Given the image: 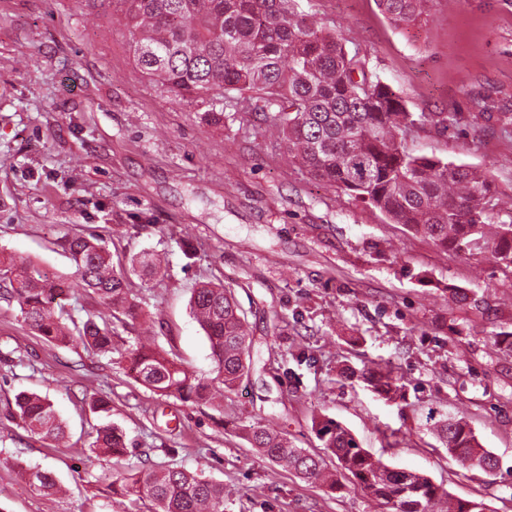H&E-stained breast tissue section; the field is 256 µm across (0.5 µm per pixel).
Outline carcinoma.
Instances as JSON below:
<instances>
[{"mask_svg": "<svg viewBox=\"0 0 512 512\" xmlns=\"http://www.w3.org/2000/svg\"><path fill=\"white\" fill-rule=\"evenodd\" d=\"M132 37L141 72L168 91L205 107L204 120L224 123V109L270 111L269 121L285 151L315 178L371 205L395 224L431 239L444 251L487 256L512 270V210L492 224L501 210L487 173L438 158L415 156L405 134L416 121L447 126L455 115L409 112L402 97L369 69L366 60L345 49L343 39L297 11L294 0H117ZM397 28L421 20L428 0H376ZM84 288L103 307L85 320L54 303L67 288L31 261L0 257V282L15 300L27 326L57 344L75 343L107 356L119 351L117 325L144 315L130 288L128 273L112 266L102 241L81 233L63 244ZM138 272L155 275L160 262L150 254L135 261ZM191 312L204 331L215 361V379L199 378L155 347L135 338L126 352L128 373L160 396L219 408L252 364L253 341L231 289L202 283L192 290ZM380 394L394 397L400 386L385 366L362 373ZM17 415L31 433L59 442L65 424L52 403L36 394L17 395ZM252 447L304 479L328 484L322 459L257 423L241 425ZM448 454L466 469L491 456L473 430L459 420L440 425ZM317 435L340 468L390 512H441L446 490L423 472L391 469L360 448L338 422H319ZM125 433L110 424L96 430L92 463L121 454ZM33 491L59 490L45 469L23 466ZM104 491L127 498L129 512H224V484L185 469L129 465L104 477Z\"/></svg>", "mask_w": 512, "mask_h": 512, "instance_id": "cac0c4a2", "label": "carcinoma"}]
</instances>
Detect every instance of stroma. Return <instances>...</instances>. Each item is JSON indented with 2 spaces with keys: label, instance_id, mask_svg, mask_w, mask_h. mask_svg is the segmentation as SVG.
Segmentation results:
<instances>
[{
  "label": "stroma",
  "instance_id": "obj_1",
  "mask_svg": "<svg viewBox=\"0 0 512 512\" xmlns=\"http://www.w3.org/2000/svg\"><path fill=\"white\" fill-rule=\"evenodd\" d=\"M302 13L365 56L410 112H454L406 135L417 155L488 171L512 203V0H434L394 28L375 0H296ZM116 0H0V254L68 281L67 309L96 312L60 240L97 235L115 268L154 252L161 273L133 277L145 314L121 331L153 332L158 349L215 375L190 309L193 288H232L252 331V368L223 410L161 398L119 356L99 357L34 334L0 299V512H124L97 481L143 460L223 483L224 512H380L325 452L314 422L332 418L392 468L421 471L452 498L512 512V272L443 251L342 190L315 179L276 143L262 112L220 126L137 68ZM193 246L186 257L185 246ZM466 301L453 300L449 286ZM391 363L405 397L381 398L363 369ZM48 397L67 427L41 439L13 418L20 391ZM112 400L125 455L85 464L100 420L86 398ZM466 420L495 473L469 471L436 433ZM272 425L321 454L338 491L273 464L242 421ZM54 472L65 495H40L18 464Z\"/></svg>",
  "mask_w": 512,
  "mask_h": 512
}]
</instances>
